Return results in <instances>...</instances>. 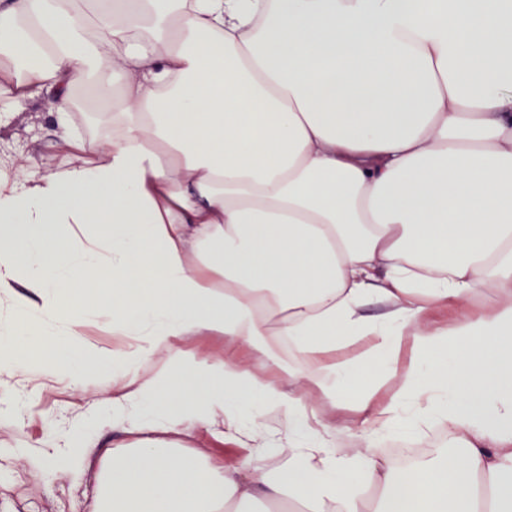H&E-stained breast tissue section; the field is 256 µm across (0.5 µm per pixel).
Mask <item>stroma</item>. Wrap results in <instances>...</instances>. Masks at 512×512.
I'll return each mask as SVG.
<instances>
[{"label":"stroma","instance_id":"obj_1","mask_svg":"<svg viewBox=\"0 0 512 512\" xmlns=\"http://www.w3.org/2000/svg\"><path fill=\"white\" fill-rule=\"evenodd\" d=\"M53 110L50 100L30 102L0 127V144L20 146L19 160L30 168L58 165ZM105 385L96 376L82 389L66 382L50 385L36 363L6 379V390L26 395L27 403L21 418L0 416V512H89L90 481L71 480L25 451L43 446L53 428L88 427L91 404Z\"/></svg>","mask_w":512,"mask_h":512}]
</instances>
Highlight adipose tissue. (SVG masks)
<instances>
[{
    "label": "adipose tissue",
    "mask_w": 512,
    "mask_h": 512,
    "mask_svg": "<svg viewBox=\"0 0 512 512\" xmlns=\"http://www.w3.org/2000/svg\"><path fill=\"white\" fill-rule=\"evenodd\" d=\"M88 2L0 0V125L50 98L65 157L0 150V376L112 380L47 458L93 512H512V0ZM180 438L185 446L207 451L215 460H237L245 454V450L238 448L234 442L216 439L198 426L193 427L188 434Z\"/></svg>",
    "instance_id": "obj_1"
}]
</instances>
